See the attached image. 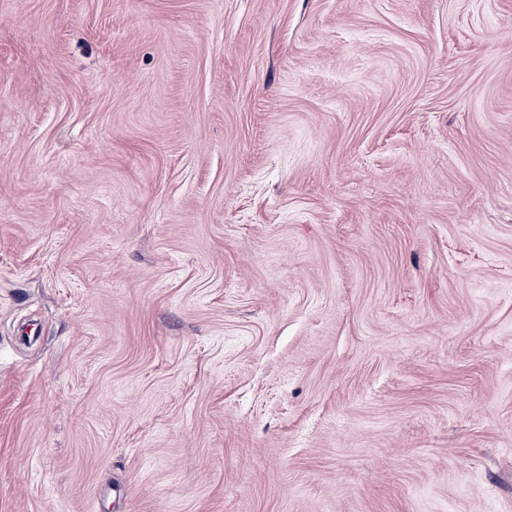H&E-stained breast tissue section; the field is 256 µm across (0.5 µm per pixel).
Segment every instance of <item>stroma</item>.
<instances>
[{"label": "stroma", "instance_id": "obj_1", "mask_svg": "<svg viewBox=\"0 0 512 512\" xmlns=\"http://www.w3.org/2000/svg\"><path fill=\"white\" fill-rule=\"evenodd\" d=\"M0 512H512V0H0Z\"/></svg>", "mask_w": 512, "mask_h": 512}]
</instances>
